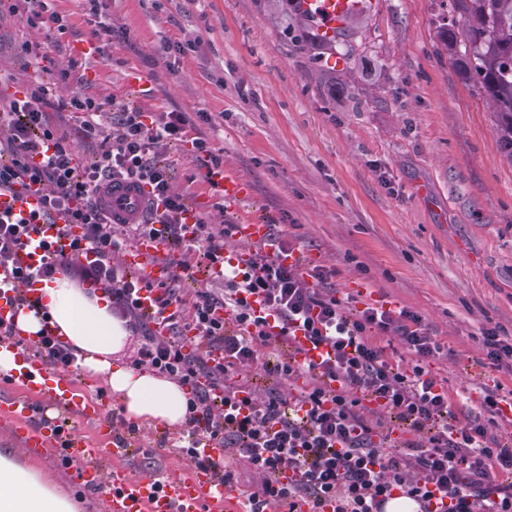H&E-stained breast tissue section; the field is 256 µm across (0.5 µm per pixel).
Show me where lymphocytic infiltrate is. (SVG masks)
I'll use <instances>...</instances> for the list:
<instances>
[{
    "mask_svg": "<svg viewBox=\"0 0 512 512\" xmlns=\"http://www.w3.org/2000/svg\"><path fill=\"white\" fill-rule=\"evenodd\" d=\"M64 111L73 124L54 121V113ZM2 128L8 135L0 140V189L44 191L41 209L28 218L0 217V272L9 274L19 304L28 305L36 285L76 268L83 282L102 288L121 317L144 326L134 365L190 389L178 450L229 487L237 478L226 455L240 456L260 475L244 512H298L304 504L309 512L326 505L332 512H381L397 493L419 504L434 501L435 512H512V448L493 433L512 409V397L487 391V420L457 427L447 389L421 365L439 345L415 312L377 303L350 317L344 300L324 287L321 269L304 273L281 261L290 246L274 229L251 245L245 266L233 265L224 242L235 236L236 225L218 229L199 213L186 224L188 202L173 191L170 167L158 156L165 142L180 140L190 144L204 182L221 172L222 158L186 113L164 112L149 123L141 111L106 108L78 89L50 100L39 85L0 97ZM75 130L94 151L90 164L79 163L71 149ZM107 179L149 185L157 206L153 223L109 222L94 200ZM60 219L80 229L71 256L47 253L34 270L15 267L16 250L38 225ZM158 234L184 247L162 258L165 278L141 285L113 265V254ZM202 241L224 293L203 289L189 299L176 284L191 276L190 256ZM143 291L154 295L155 314L147 321ZM299 330L326 355L277 364V372L305 381L290 414L278 396L253 398L235 374L261 350L289 347ZM383 336L399 337L417 364L394 367L379 343ZM366 397L376 404L369 417L362 411ZM391 415L408 422L407 437H395L386 426ZM207 446L223 449V457L206 456Z\"/></svg>",
    "mask_w": 512,
    "mask_h": 512,
    "instance_id": "1",
    "label": "lymphocytic infiltrate"
}]
</instances>
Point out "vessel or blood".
Segmentation results:
<instances>
[{
  "label": "vessel or blood",
  "mask_w": 512,
  "mask_h": 512,
  "mask_svg": "<svg viewBox=\"0 0 512 512\" xmlns=\"http://www.w3.org/2000/svg\"><path fill=\"white\" fill-rule=\"evenodd\" d=\"M373 0H304L303 7L320 24L321 31L331 33L342 30L347 21L357 12L368 10ZM113 223L143 224L148 222L152 210L151 193L148 186L127 183H106L100 193ZM41 194L37 189L25 192L5 191L0 193V211L29 215L40 206ZM50 243L53 251L69 253L71 238L58 235L51 228L33 235L31 242L19 249L15 263L21 268L37 266L44 250L43 243ZM170 242L163 237L143 238L123 251L121 259L126 270L140 282H153L161 272L154 260L166 255ZM21 366L10 375L15 396L0 399V418L11 422H26L30 428L27 443L32 447L57 448L66 457L83 461L78 474L86 486H100L105 476L97 460L101 454L115 459L128 457L130 442L115 443L112 426L102 420L105 402L77 393L69 375L57 377L55 386H47V371L40 361L21 357ZM45 396L62 408H72L84 416L101 418L96 442H88L75 430L59 420L49 419L44 424L33 425L31 398ZM115 491L109 501V512H240L236 490L219 485L212 472L190 469L189 473L156 491L150 481L129 477L116 470L112 475Z\"/></svg>",
  "instance_id": "vessel-or-blood-1"
}]
</instances>
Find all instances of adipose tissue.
<instances>
[{"mask_svg": "<svg viewBox=\"0 0 512 512\" xmlns=\"http://www.w3.org/2000/svg\"><path fill=\"white\" fill-rule=\"evenodd\" d=\"M39 296L52 326L74 349L78 367L108 385L129 419L170 430L184 423V387L119 360L130 332L106 294L57 279L43 284ZM0 512H80V507L40 470L21 463L18 449L0 448Z\"/></svg>", "mask_w": 512, "mask_h": 512, "instance_id": "obj_1", "label": "adipose tissue"}]
</instances>
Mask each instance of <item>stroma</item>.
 <instances>
[{
    "label": "stroma",
    "mask_w": 512,
    "mask_h": 512,
    "mask_svg": "<svg viewBox=\"0 0 512 512\" xmlns=\"http://www.w3.org/2000/svg\"><path fill=\"white\" fill-rule=\"evenodd\" d=\"M377 2L341 63L293 50L262 0H100L94 16L82 0H54L68 17L62 32L0 15V93L29 85L27 42L54 60L41 73L53 97L79 85L151 121L172 110L208 113L209 144L248 193L223 203L180 142L161 151L174 190L216 225L275 218L328 287L351 296L350 314L363 309L367 287L421 315L440 346L424 366L463 426L486 419L484 385L512 390V366L492 364L483 336L494 328L512 342V165L488 105L441 50L439 0ZM100 22L111 36L70 66L74 44ZM132 68L147 77L137 93L126 86ZM323 68L336 71L335 95L318 83ZM280 358L269 348L240 367L256 397L291 400V381L272 371ZM25 435L0 423V448L20 449L83 512H108L111 485H82L80 462L64 466L49 449L25 446ZM135 438L128 476L173 481L186 471L188 457L164 445L162 429L143 425Z\"/></svg>",
    "instance_id": "1"
}]
</instances>
